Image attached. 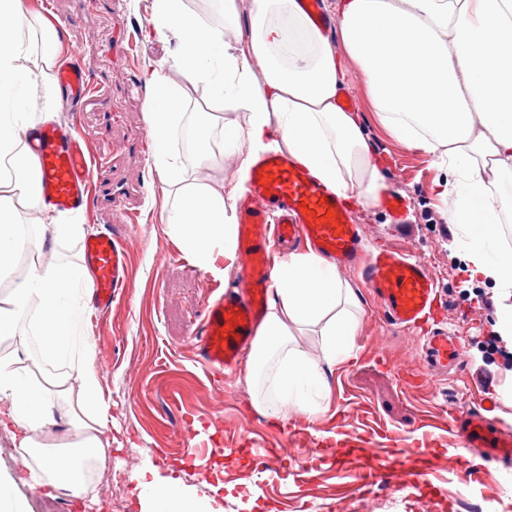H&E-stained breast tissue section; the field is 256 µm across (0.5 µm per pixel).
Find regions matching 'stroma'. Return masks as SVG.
Listing matches in <instances>:
<instances>
[{
  "mask_svg": "<svg viewBox=\"0 0 512 512\" xmlns=\"http://www.w3.org/2000/svg\"><path fill=\"white\" fill-rule=\"evenodd\" d=\"M48 2L61 44L74 40L83 46L81 62L97 87L79 109L58 97L57 119L77 123L82 137L102 155L101 176L118 199H92L88 213L70 218L81 225V234L48 245L41 257L48 264L81 261L83 235L110 231L128 213L138 214L139 221L123 224L133 246L121 298L105 315L85 316L83 324L95 346L112 420V453L95 497L77 501L20 478L21 455L0 432V473L17 478L31 512H111L116 500L125 512H143L135 474L147 467L158 476L182 480L218 512H462L466 501L480 504L484 512H512V497L500 491V475L488 473V461L463 451L449 434L442 398L427 384L412 393L399 388L395 370L414 364V341L378 312L354 272L342 277L361 300L365 316L354 353L330 378L329 408L315 421L310 437L291 440L279 419L252 407L245 368L218 382L207 378L194 357L193 338L210 291L217 281L232 283L237 268L217 258V267L225 271L219 279L187 264L161 221L163 184L137 140L145 124V76L170 75L174 43L153 29L152 0ZM345 67V84L355 92L351 110L370 138L381 174L411 202L409 222L397 234L382 205L356 207L352 215L364 223L369 245L394 237L399 247L425 262L447 290L449 331L470 339L468 355L478 354L479 340L493 327L474 306L455 297L467 286V263L452 261L448 244L420 217L424 210L446 216L447 206L432 190L444 172L434 157L380 127L362 70L351 61ZM190 429L214 439L204 459L191 466L179 456ZM361 438L385 450L384 469L418 474L414 496L378 484L360 491L356 469L337 467L336 441ZM422 442L428 451L411 453V445ZM254 443L277 452L292 470L288 480L255 474L248 453ZM473 469L484 470L485 476L471 489L465 474Z\"/></svg>",
  "mask_w": 512,
  "mask_h": 512,
  "instance_id": "stroma-1",
  "label": "stroma"
}]
</instances>
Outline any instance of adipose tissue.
I'll list each match as a JSON object with an SVG mask.
<instances>
[{"label":"adipose tissue","mask_w":512,"mask_h":512,"mask_svg":"<svg viewBox=\"0 0 512 512\" xmlns=\"http://www.w3.org/2000/svg\"><path fill=\"white\" fill-rule=\"evenodd\" d=\"M153 0L151 23L176 42L172 78L149 75L145 120L152 164L167 187L163 222L207 272L234 259L233 203L253 156L285 151L344 201L369 205L384 187L368 136L337 104L345 60L364 72L380 123L452 174L437 182L452 202L458 247L502 303L494 333L512 347V0H337L326 35L300 0ZM24 0H0V278L23 250L79 232L26 224L37 209L33 165L21 149L39 89L57 61V29L40 28V60L27 67ZM237 112L234 120L226 111ZM195 160L186 166L178 155ZM242 162L224 184V157ZM273 296L251 344L246 384L266 415L314 420L329 377L349 357L364 308L335 266L307 251L277 262ZM91 275L82 264L31 265L0 293V403L34 484L92 492L112 451L94 347L82 330ZM41 368L33 376L31 367ZM146 512H215L181 480L141 479Z\"/></svg>","instance_id":"adipose-tissue-1"}]
</instances>
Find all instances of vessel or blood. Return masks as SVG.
I'll use <instances>...</instances> for the list:
<instances>
[{
	"instance_id": "b4317fda",
	"label": "vessel or blood",
	"mask_w": 512,
	"mask_h": 512,
	"mask_svg": "<svg viewBox=\"0 0 512 512\" xmlns=\"http://www.w3.org/2000/svg\"><path fill=\"white\" fill-rule=\"evenodd\" d=\"M81 45H72L57 71L63 93L80 103L94 91V83L79 62ZM35 167L36 193L47 213H79L104 190L97 174L98 158L80 136L76 125L46 122L25 137ZM392 227L407 222L410 202L397 191L382 194ZM240 273L236 284L204 303L205 315L193 344L196 359L210 374L235 369L249 348L267 306L271 273L276 259L294 248L306 247L339 267L360 273L374 304L389 321L412 332L421 365L419 374H406L403 386L420 380L435 382L466 374L462 339L448 331L437 312L446 293L425 264L414 255L385 245L365 249L367 232L355 223L343 200L327 189L308 169L285 153L256 158L249 172V192L237 207ZM131 240L121 231L101 232L81 244L92 275V307L111 309L127 281ZM495 395H485L476 406L451 408L448 431L466 447L479 449L512 476V428L493 412ZM357 461L362 483L376 479L380 455L370 444L355 446L336 458L337 466Z\"/></svg>"
}]
</instances>
